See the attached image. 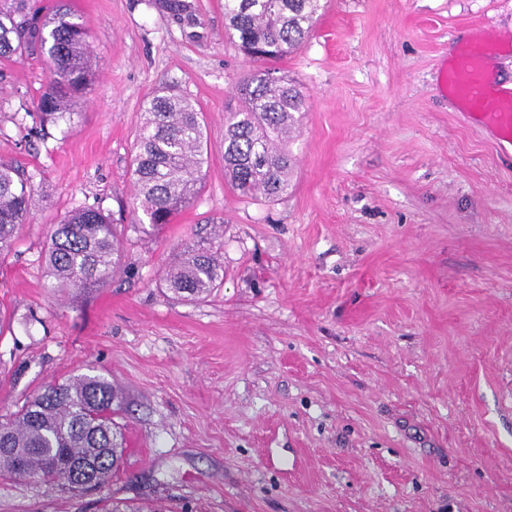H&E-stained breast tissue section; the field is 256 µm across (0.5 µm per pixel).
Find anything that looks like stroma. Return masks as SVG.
I'll return each mask as SVG.
<instances>
[{
	"mask_svg": "<svg viewBox=\"0 0 512 512\" xmlns=\"http://www.w3.org/2000/svg\"><path fill=\"white\" fill-rule=\"evenodd\" d=\"M97 80L74 124L27 118L48 77L0 61V160L39 203L0 253V416L94 367L118 386L126 440L100 496L166 512H512V147L441 84L459 46L504 44L512 0H328L274 65L304 107L287 195L224 177V121L255 65L224 34V0L189 26L151 0H69ZM171 85L202 113L196 199L134 226L143 105ZM117 222L105 287L50 293L41 261L80 203ZM212 243L224 284L174 297L166 273ZM0 480V512H97Z\"/></svg>",
	"mask_w": 512,
	"mask_h": 512,
	"instance_id": "stroma-1",
	"label": "stroma"
}]
</instances>
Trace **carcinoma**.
<instances>
[{
	"label": "carcinoma",
	"instance_id": "cac0c4a2",
	"mask_svg": "<svg viewBox=\"0 0 512 512\" xmlns=\"http://www.w3.org/2000/svg\"><path fill=\"white\" fill-rule=\"evenodd\" d=\"M173 18L190 23L191 0H153ZM325 0H224L225 32L238 38L253 62H276L310 36ZM89 32L67 0H55L39 20L28 0L0 8V60L39 51L50 62V77L34 111L39 126L73 122L74 100L96 81ZM304 98L269 68L251 74L243 106L225 120L224 176L241 194L269 199L288 193L292 155L288 139ZM207 141L204 121L192 102L166 87L143 109L132 159L138 223L158 228L172 223L200 188ZM34 175L0 161V251L7 250L26 223L37 198ZM114 220L99 206L80 204L56 225L43 255L48 288L57 295L100 288L117 268ZM181 300L200 299L224 283V262L209 248L186 254L164 278ZM122 395L101 375L74 374L46 385L0 420V479H30L47 487L87 494L112 481L123 437L113 416Z\"/></svg>",
	"mask_w": 512,
	"mask_h": 512
}]
</instances>
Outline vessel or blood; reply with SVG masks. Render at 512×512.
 <instances>
[{
	"label": "vessel or blood",
	"instance_id": "b4317fda",
	"mask_svg": "<svg viewBox=\"0 0 512 512\" xmlns=\"http://www.w3.org/2000/svg\"><path fill=\"white\" fill-rule=\"evenodd\" d=\"M489 48L477 46L458 55L445 80L462 99L467 112L493 126L512 141V93L493 89L489 82Z\"/></svg>",
	"mask_w": 512,
	"mask_h": 512
}]
</instances>
